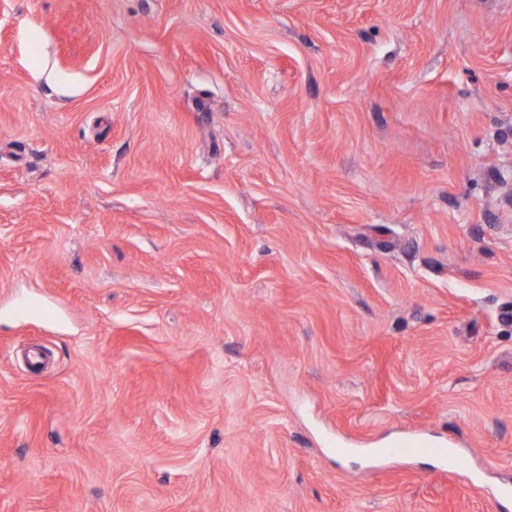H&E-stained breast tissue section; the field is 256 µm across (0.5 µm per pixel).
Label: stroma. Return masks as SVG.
Wrapping results in <instances>:
<instances>
[{"mask_svg": "<svg viewBox=\"0 0 512 512\" xmlns=\"http://www.w3.org/2000/svg\"><path fill=\"white\" fill-rule=\"evenodd\" d=\"M508 485L512 0H0V512Z\"/></svg>", "mask_w": 512, "mask_h": 512, "instance_id": "stroma-1", "label": "stroma"}]
</instances>
